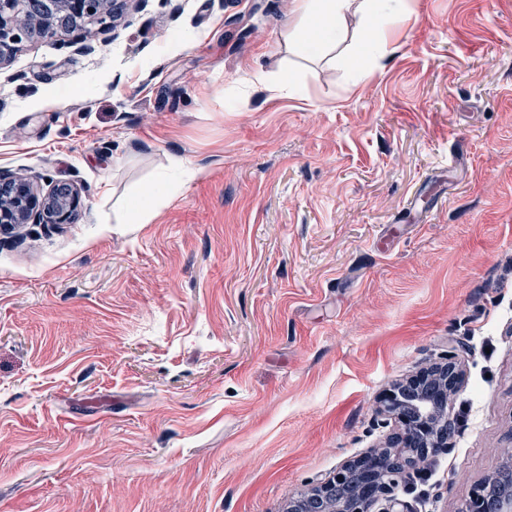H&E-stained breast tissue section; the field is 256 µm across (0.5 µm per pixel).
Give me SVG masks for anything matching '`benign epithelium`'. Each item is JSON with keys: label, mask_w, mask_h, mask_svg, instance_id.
Listing matches in <instances>:
<instances>
[{"label": "benign epithelium", "mask_w": 512, "mask_h": 512, "mask_svg": "<svg viewBox=\"0 0 512 512\" xmlns=\"http://www.w3.org/2000/svg\"><path fill=\"white\" fill-rule=\"evenodd\" d=\"M131 0H0V64L24 41L52 39L62 32L89 34L87 25L115 27ZM81 188L57 183L44 191L29 177L0 172V231L23 224H73L82 209ZM460 349L448 347L446 362L423 371L389 390L382 412L398 419L400 431L375 448L342 466L322 485L301 494L288 512H370L380 499L396 512L392 496L398 480L419 456L448 449V392L461 387ZM338 485L351 493L336 496ZM495 512H512V458L479 483L460 512H489L491 490Z\"/></svg>", "instance_id": "1"}]
</instances>
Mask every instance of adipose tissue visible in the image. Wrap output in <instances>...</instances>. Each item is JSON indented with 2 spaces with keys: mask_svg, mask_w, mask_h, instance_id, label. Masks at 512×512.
I'll return each instance as SVG.
<instances>
[{
  "mask_svg": "<svg viewBox=\"0 0 512 512\" xmlns=\"http://www.w3.org/2000/svg\"><path fill=\"white\" fill-rule=\"evenodd\" d=\"M293 4L296 24L289 36L305 55L315 57L335 47L351 15L362 20L365 50L374 56L386 55L389 37L381 19L391 12V0H293Z\"/></svg>",
  "mask_w": 512,
  "mask_h": 512,
  "instance_id": "obj_1",
  "label": "adipose tissue"
}]
</instances>
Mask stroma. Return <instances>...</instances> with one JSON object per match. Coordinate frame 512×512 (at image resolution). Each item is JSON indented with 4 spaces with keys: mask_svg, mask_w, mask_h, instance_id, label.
<instances>
[{
    "mask_svg": "<svg viewBox=\"0 0 512 512\" xmlns=\"http://www.w3.org/2000/svg\"><path fill=\"white\" fill-rule=\"evenodd\" d=\"M404 9L377 60L354 16L328 54L289 46L292 0H144L92 51L0 66V171L84 202L0 238V512H287L452 344L450 448L395 495L459 512L500 469L512 0Z\"/></svg>",
    "mask_w": 512,
    "mask_h": 512,
    "instance_id": "35a3bbf8",
    "label": "stroma"
}]
</instances>
